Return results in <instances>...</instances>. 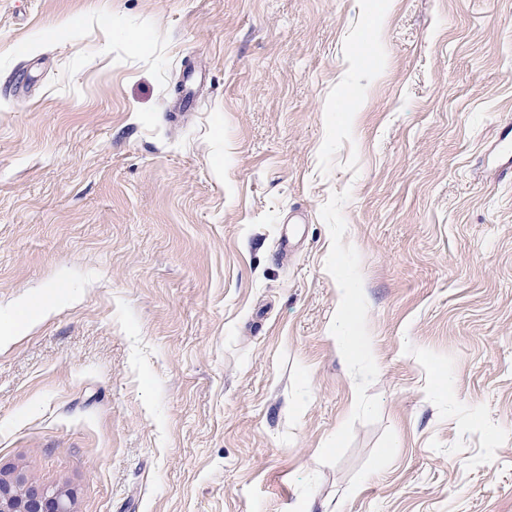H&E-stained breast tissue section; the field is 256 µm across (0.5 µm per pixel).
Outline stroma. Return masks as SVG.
I'll return each mask as SVG.
<instances>
[{"instance_id": "obj_1", "label": "stroma", "mask_w": 512, "mask_h": 512, "mask_svg": "<svg viewBox=\"0 0 512 512\" xmlns=\"http://www.w3.org/2000/svg\"><path fill=\"white\" fill-rule=\"evenodd\" d=\"M510 122L512 0H0V468L512 512ZM52 300L53 295H49L41 300L31 301L18 308L15 312V316L11 323L5 325L3 329V334L1 329V335L3 336H0V338L2 339L5 335H7L14 325L22 326L32 321L37 313L46 310L47 306L51 303Z\"/></svg>"}]
</instances>
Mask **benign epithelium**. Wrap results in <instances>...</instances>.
<instances>
[{"label":"benign epithelium","instance_id":"obj_1","mask_svg":"<svg viewBox=\"0 0 512 512\" xmlns=\"http://www.w3.org/2000/svg\"><path fill=\"white\" fill-rule=\"evenodd\" d=\"M72 496L59 489L27 485L18 474H0V512H72Z\"/></svg>","mask_w":512,"mask_h":512}]
</instances>
